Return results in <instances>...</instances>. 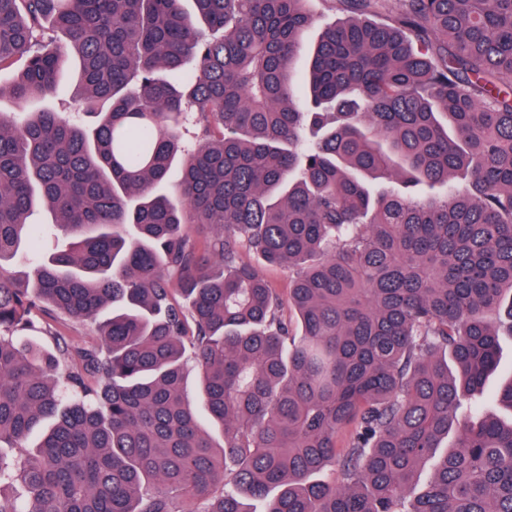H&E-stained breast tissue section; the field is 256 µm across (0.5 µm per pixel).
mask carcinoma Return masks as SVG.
<instances>
[{
	"instance_id": "1",
	"label": "carcinoma",
	"mask_w": 512,
	"mask_h": 512,
	"mask_svg": "<svg viewBox=\"0 0 512 512\" xmlns=\"http://www.w3.org/2000/svg\"><path fill=\"white\" fill-rule=\"evenodd\" d=\"M192 2L0 0V512H512V0ZM320 1L321 0H314L312 4L314 13L313 22L307 30L303 40L301 41L300 50L294 62L293 82L295 87H300L303 85L306 79L308 53L312 44L317 40L322 29L327 23H331L335 19L337 20L339 17H342V13L340 11L336 10L335 12L328 10L322 5ZM78 75V63L72 59L69 64L64 68L58 77L57 94L47 105L57 111L63 112L74 109V106L69 103V95ZM512 375V337H499V362L497 370L490 376L485 387L483 409L486 412L501 413L502 410L494 401L497 387Z\"/></svg>"
}]
</instances>
